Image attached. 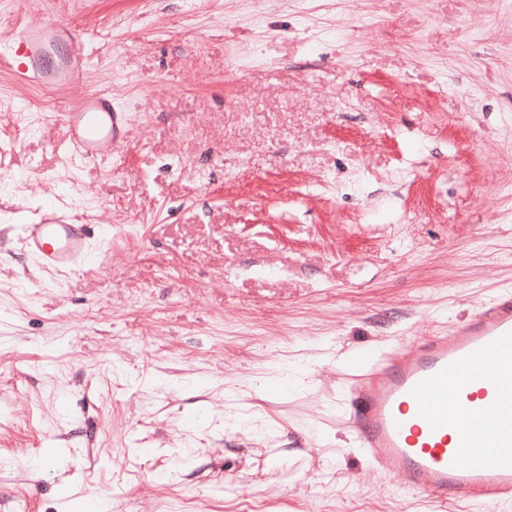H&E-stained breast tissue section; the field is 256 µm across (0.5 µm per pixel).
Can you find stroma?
<instances>
[{
	"label": "stroma",
	"mask_w": 512,
	"mask_h": 512,
	"mask_svg": "<svg viewBox=\"0 0 512 512\" xmlns=\"http://www.w3.org/2000/svg\"><path fill=\"white\" fill-rule=\"evenodd\" d=\"M31 18L127 133L71 167L0 59V512H472L341 401L356 350L512 291V0H0V39ZM61 203L73 273L17 241Z\"/></svg>",
	"instance_id": "1"
}]
</instances>
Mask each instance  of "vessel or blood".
Segmentation results:
<instances>
[{
	"label": "vessel or blood",
	"instance_id": "1",
	"mask_svg": "<svg viewBox=\"0 0 512 512\" xmlns=\"http://www.w3.org/2000/svg\"><path fill=\"white\" fill-rule=\"evenodd\" d=\"M71 41L68 60L47 58ZM14 83L63 97L72 166L108 161L123 137V110L101 91L68 96L86 81L87 43L66 23L32 20L0 42ZM19 237L42 269L66 272L89 261L95 237L69 208L51 207L21 225ZM347 423L362 452L382 471H397L406 490L440 501L463 500L483 512H512V292L481 304L449 333L368 360H348Z\"/></svg>",
	"mask_w": 512,
	"mask_h": 512
}]
</instances>
